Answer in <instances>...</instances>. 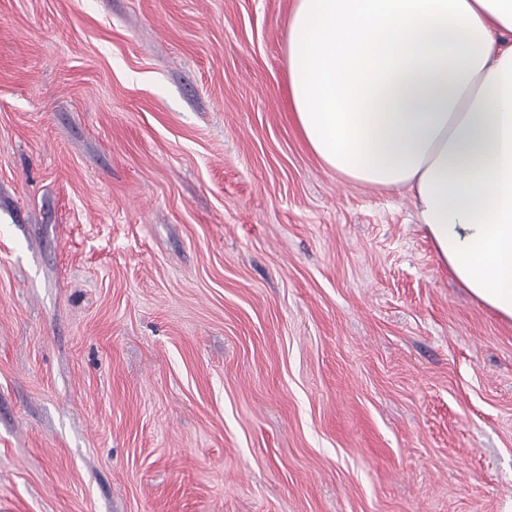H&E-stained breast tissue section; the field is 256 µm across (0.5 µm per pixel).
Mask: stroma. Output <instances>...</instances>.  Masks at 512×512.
Wrapping results in <instances>:
<instances>
[{"instance_id": "stroma-1", "label": "stroma", "mask_w": 512, "mask_h": 512, "mask_svg": "<svg viewBox=\"0 0 512 512\" xmlns=\"http://www.w3.org/2000/svg\"><path fill=\"white\" fill-rule=\"evenodd\" d=\"M295 0H0V512H512V321L291 118Z\"/></svg>"}]
</instances>
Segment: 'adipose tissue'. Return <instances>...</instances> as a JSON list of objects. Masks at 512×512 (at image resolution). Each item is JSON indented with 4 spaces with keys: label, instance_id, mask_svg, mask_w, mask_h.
<instances>
[{
    "label": "adipose tissue",
    "instance_id": "1",
    "mask_svg": "<svg viewBox=\"0 0 512 512\" xmlns=\"http://www.w3.org/2000/svg\"><path fill=\"white\" fill-rule=\"evenodd\" d=\"M286 57L312 152L407 188L458 282L512 319V0H296Z\"/></svg>",
    "mask_w": 512,
    "mask_h": 512
}]
</instances>
